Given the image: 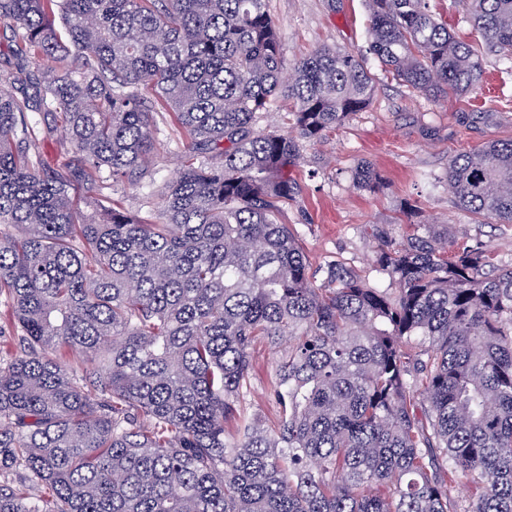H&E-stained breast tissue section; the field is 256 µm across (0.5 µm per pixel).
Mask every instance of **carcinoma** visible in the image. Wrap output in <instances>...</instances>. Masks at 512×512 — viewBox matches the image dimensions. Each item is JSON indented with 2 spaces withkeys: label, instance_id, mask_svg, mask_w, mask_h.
Returning a JSON list of instances; mask_svg holds the SVG:
<instances>
[{
  "label": "carcinoma",
  "instance_id": "carcinoma-1",
  "mask_svg": "<svg viewBox=\"0 0 512 512\" xmlns=\"http://www.w3.org/2000/svg\"><path fill=\"white\" fill-rule=\"evenodd\" d=\"M265 2L0 0V294L20 346L0 357V469L25 474L0 512H512V265L409 207L401 238L375 234L396 293L340 263L316 283L280 222L288 168L377 75L327 45L287 58ZM429 2L366 0L369 53L434 101L471 94L482 50L512 57V0H455L464 38ZM145 88L187 140L139 220L110 189L153 166ZM282 101L289 130L257 129ZM446 177L456 208L512 224V139ZM353 179L381 188L366 163ZM80 184L108 193L84 210ZM264 344L281 352L272 426L244 404ZM39 146L42 154L53 164L63 166L73 157L67 146L62 143L59 131L43 133Z\"/></svg>",
  "mask_w": 512,
  "mask_h": 512
}]
</instances>
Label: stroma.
I'll return each mask as SVG.
<instances>
[{
  "label": "stroma",
  "instance_id": "1",
  "mask_svg": "<svg viewBox=\"0 0 512 512\" xmlns=\"http://www.w3.org/2000/svg\"><path fill=\"white\" fill-rule=\"evenodd\" d=\"M289 58L327 44L356 54L368 41L365 0H266ZM483 79L478 92L448 96L434 103L394 81L379 79L376 93L362 111L348 116L329 136L304 147V159L288 175L301 191L285 208L281 220L301 240L310 267L322 271L339 262L356 269L367 286L395 291L396 284L372 265L377 241L372 226L401 236L403 209L420 208L428 222L450 229L464 228L469 245L490 246L498 264L512 263V224H479L449 200L446 173L451 157L461 151L512 138V59L483 54ZM184 135L164 121L153 195L179 165L176 142ZM370 161L383 187L370 194L356 190L352 173ZM148 194V195H151ZM113 195L127 211L150 216L152 205L141 189L116 186ZM278 355L269 350L256 356L245 401L252 413L274 424L279 408L271 396Z\"/></svg>",
  "mask_w": 512,
  "mask_h": 512
}]
</instances>
